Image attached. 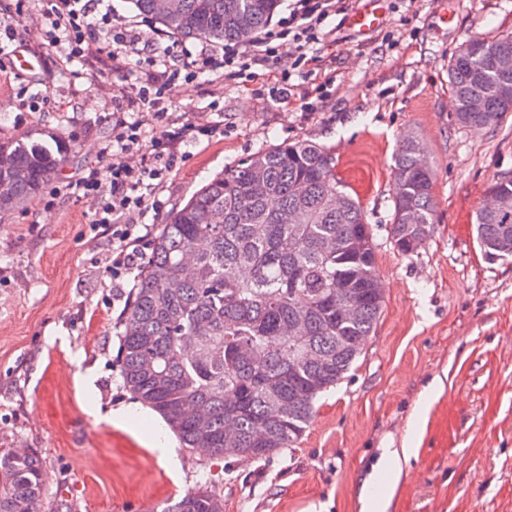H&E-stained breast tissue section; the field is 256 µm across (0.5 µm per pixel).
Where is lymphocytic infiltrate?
Segmentation results:
<instances>
[{"mask_svg": "<svg viewBox=\"0 0 512 512\" xmlns=\"http://www.w3.org/2000/svg\"><path fill=\"white\" fill-rule=\"evenodd\" d=\"M105 0H45L35 23L45 40L67 62L94 63L123 52H135L147 65L145 78L134 93L118 89V97H131L140 106V119L116 120L112 137L101 150L112 157L109 182H102L97 165L85 166L79 176L65 187H52L46 194L47 205H54L61 194L77 198L95 197L100 207L93 221L95 227L112 235V278L122 283L138 271L143 256L130 249L128 241L136 226L133 214L161 210L157 196L160 184L185 159L180 145L193 143L201 136L213 135L211 125L180 122L170 112L167 89L177 79H202L213 83L224 78V71L245 65L243 46L228 42L222 51L208 47L191 51L175 50L165 45V33L144 40L125 24L113 23L111 12L103 11ZM338 0H292L288 6V26L279 38L294 43L313 41L317 29L336 13Z\"/></svg>", "mask_w": 512, "mask_h": 512, "instance_id": "f902f5d3", "label": "lymphocytic infiltrate"}]
</instances>
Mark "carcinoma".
Segmentation results:
<instances>
[{"instance_id":"carcinoma-1","label":"carcinoma","mask_w":512,"mask_h":512,"mask_svg":"<svg viewBox=\"0 0 512 512\" xmlns=\"http://www.w3.org/2000/svg\"><path fill=\"white\" fill-rule=\"evenodd\" d=\"M157 0H132L177 37L247 44L266 29L281 0H182L167 18ZM512 50V32L468 39L448 65L454 122L495 128L512 101L495 92L493 70L475 83L471 69L491 50ZM481 98L485 111H469ZM419 140L403 138L395 159L390 236L402 255L416 252L436 224L434 171ZM0 218L35 197L60 173L66 150L53 140L0 138ZM488 190L506 210L475 214L476 237L490 259L512 257V177ZM359 305L341 317L336 297ZM384 305L374 227L355 191L336 177L333 156L301 140L260 149L214 175L172 211L143 263L120 320L124 387L157 412L182 447L238 449L267 460L296 446L319 395L338 384L361 354ZM40 462L0 454V512H43ZM161 512H224L206 489L164 504Z\"/></svg>"}]
</instances>
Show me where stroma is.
Instances as JSON below:
<instances>
[{"instance_id":"obj_1","label":"stroma","mask_w":512,"mask_h":512,"mask_svg":"<svg viewBox=\"0 0 512 512\" xmlns=\"http://www.w3.org/2000/svg\"><path fill=\"white\" fill-rule=\"evenodd\" d=\"M367 0H339L337 13L293 67L253 55L226 75L215 99L200 80H176L167 100L183 121L220 122L190 145L163 183L161 226L214 174L259 149L310 139L336 161L375 227L385 306L359 358L322 393L296 447L269 461L212 459L177 449L169 471L145 433L162 418L119 376L120 320L131 288L112 285V240L95 231L94 197L45 208L33 197L0 218V452L18 448L42 464L45 512H158L205 488L224 512H512V258L486 259L472 222L488 186L512 176V112L498 127L453 120L448 63L473 37L512 32V0H383L381 25L365 34L348 20ZM16 18L36 47L34 72L0 62V137L44 133L68 149L57 180L88 164L108 170L100 149L112 134V89L139 85L135 55L120 56L96 84L60 60L31 20ZM31 94L53 97L31 111ZM288 100H281L282 86ZM418 137L433 167L438 222L415 253L388 235L394 160L402 136ZM441 379L416 450L399 483L379 468L386 449L411 439V415ZM132 410L127 423L110 416ZM413 439V438H412Z\"/></svg>"}]
</instances>
